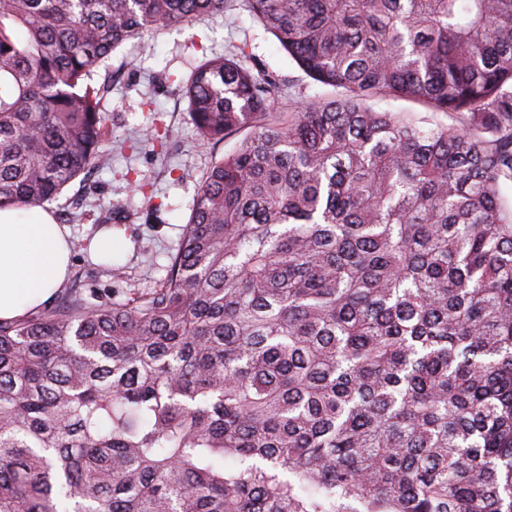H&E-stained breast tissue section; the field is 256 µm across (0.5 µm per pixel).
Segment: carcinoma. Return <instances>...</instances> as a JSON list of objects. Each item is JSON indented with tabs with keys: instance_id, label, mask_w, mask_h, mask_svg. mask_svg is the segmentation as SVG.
Listing matches in <instances>:
<instances>
[{
	"instance_id": "obj_1",
	"label": "carcinoma",
	"mask_w": 512,
	"mask_h": 512,
	"mask_svg": "<svg viewBox=\"0 0 512 512\" xmlns=\"http://www.w3.org/2000/svg\"><path fill=\"white\" fill-rule=\"evenodd\" d=\"M244 4L332 94L196 66L199 136L246 134L163 281L0 320V512H512V0ZM223 12L0 0V209L112 161L93 65Z\"/></svg>"
}]
</instances>
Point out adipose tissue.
I'll return each instance as SVG.
<instances>
[{
    "label": "adipose tissue",
    "instance_id": "obj_1",
    "mask_svg": "<svg viewBox=\"0 0 512 512\" xmlns=\"http://www.w3.org/2000/svg\"><path fill=\"white\" fill-rule=\"evenodd\" d=\"M69 261L65 230L47 212L0 209V319L23 318L49 300Z\"/></svg>",
    "mask_w": 512,
    "mask_h": 512
}]
</instances>
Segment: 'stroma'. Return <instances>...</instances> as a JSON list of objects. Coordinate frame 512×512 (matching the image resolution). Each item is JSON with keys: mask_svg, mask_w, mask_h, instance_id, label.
Wrapping results in <instances>:
<instances>
[{"mask_svg": "<svg viewBox=\"0 0 512 512\" xmlns=\"http://www.w3.org/2000/svg\"><path fill=\"white\" fill-rule=\"evenodd\" d=\"M242 45L254 62L283 82V104L326 95V87L308 78L273 36L237 6L128 41L91 68L87 81L94 85L112 79L113 72L121 74L119 80H112L105 105L112 126V166L92 169L87 182H73L48 205L54 219L67 224L71 233L67 287L96 288L106 294L128 288L145 291L164 278L202 176L240 140L239 135H230L216 146L200 138L187 114L180 82L203 57ZM152 127L166 132L164 147L144 141L146 129ZM86 184L93 189L90 214L84 221L68 222L70 199ZM109 212L121 218L111 230L122 247L106 272L90 245L104 230L99 217Z\"/></svg>", "mask_w": 512, "mask_h": 512, "instance_id": "stroma-1", "label": "stroma"}]
</instances>
